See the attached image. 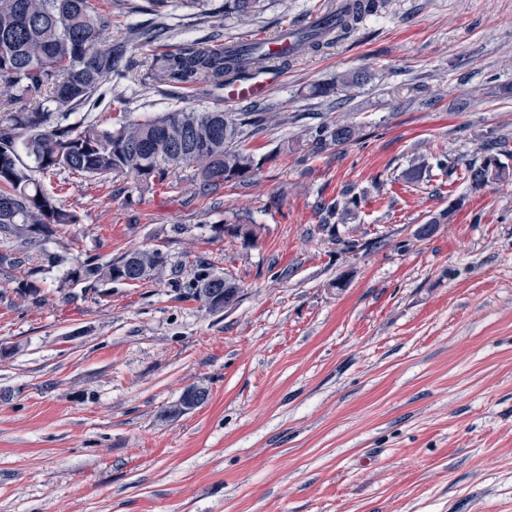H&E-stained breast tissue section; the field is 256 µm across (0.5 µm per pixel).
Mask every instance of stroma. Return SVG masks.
Returning a JSON list of instances; mask_svg holds the SVG:
<instances>
[{
	"instance_id": "stroma-1",
	"label": "stroma",
	"mask_w": 512,
	"mask_h": 512,
	"mask_svg": "<svg viewBox=\"0 0 512 512\" xmlns=\"http://www.w3.org/2000/svg\"><path fill=\"white\" fill-rule=\"evenodd\" d=\"M94 2L133 61L86 106L112 124L223 107L216 86L148 80L166 46L269 36L330 0H270L244 24L170 0L173 32L150 44L128 38L146 0ZM358 69L360 88L310 96ZM284 71L247 179H45L79 221L0 268V512H512V154L483 188L465 177L512 140V0H382ZM342 120L356 141L313 145ZM416 158L429 175L404 183ZM347 186L361 202L336 231L354 253L319 228ZM238 217L253 240L232 235ZM137 248L167 267L102 294L72 296L66 265H42ZM201 262L241 288L234 307L184 296ZM28 278L37 298L17 292ZM192 386L207 401L167 417Z\"/></svg>"
}]
</instances>
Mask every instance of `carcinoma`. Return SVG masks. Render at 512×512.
I'll list each match as a JSON object with an SVG mask.
<instances>
[{"label": "carcinoma", "mask_w": 512, "mask_h": 512, "mask_svg": "<svg viewBox=\"0 0 512 512\" xmlns=\"http://www.w3.org/2000/svg\"><path fill=\"white\" fill-rule=\"evenodd\" d=\"M266 0H224V15L243 21L264 10ZM112 11L93 0H0V240L12 249L0 253V266L17 267L28 260L29 246L49 239L79 221L43 187L42 178L61 171L84 178L107 179L133 174L153 186L176 171L192 168L203 189L244 180L258 161L243 146L246 127L262 126L260 112L235 114L222 109L181 108L148 119L126 118L104 127L96 118L69 122L71 114L98 94L102 84L127 77L125 46L108 42ZM324 45L311 33L296 43L295 55ZM270 58L258 44L190 43L166 49L156 59L150 78L192 88L221 85L224 77ZM368 71L339 76L342 89L361 86ZM353 124L323 125L311 131L315 144L342 145L356 138ZM500 166L490 162L467 170L476 188L499 178ZM355 203L347 189L341 198L323 206L321 229L342 250L355 252L356 239L342 238L336 222L344 220ZM167 262L158 249H134L102 262L94 256L76 257L66 280L86 292L114 282L149 280ZM225 278L207 268L186 286V294L211 312L224 310Z\"/></svg>", "instance_id": "1"}]
</instances>
